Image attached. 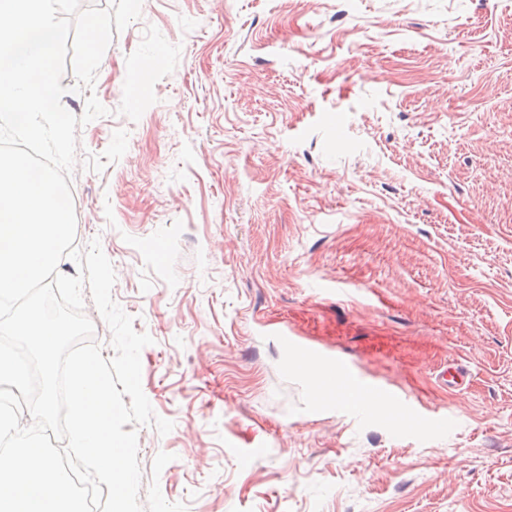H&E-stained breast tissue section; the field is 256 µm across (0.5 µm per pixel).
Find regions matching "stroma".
<instances>
[{
	"label": "stroma",
	"mask_w": 512,
	"mask_h": 512,
	"mask_svg": "<svg viewBox=\"0 0 512 512\" xmlns=\"http://www.w3.org/2000/svg\"><path fill=\"white\" fill-rule=\"evenodd\" d=\"M150 25L181 55L134 122ZM94 92L76 243L100 239L174 424L138 428L143 485L163 451L188 512H512L505 0H143ZM282 330L420 426L318 404Z\"/></svg>",
	"instance_id": "35a3bbf8"
}]
</instances>
